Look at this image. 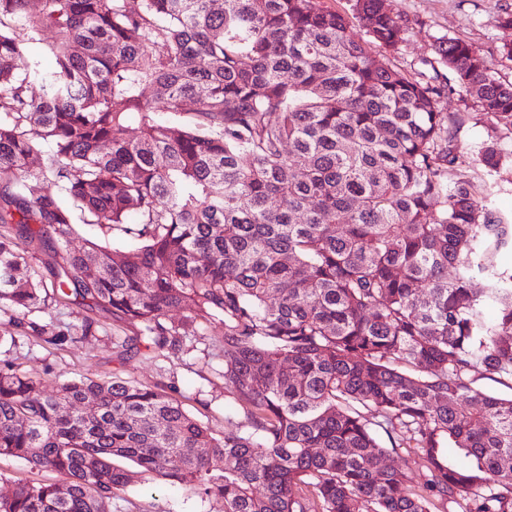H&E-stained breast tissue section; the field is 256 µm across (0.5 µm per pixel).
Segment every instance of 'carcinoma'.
Listing matches in <instances>:
<instances>
[{"label": "carcinoma", "instance_id": "cac0c4a2", "mask_svg": "<svg viewBox=\"0 0 512 512\" xmlns=\"http://www.w3.org/2000/svg\"><path fill=\"white\" fill-rule=\"evenodd\" d=\"M351 10L0 0V224L56 255L78 210L137 243L65 247L48 284L0 233V308L20 323L50 300L110 311L135 329L112 337L120 363L180 362L188 332L168 313H220L224 392L242 409L218 438L165 384L114 370L47 396L6 362L0 459L67 493L21 482L0 512H112L138 481L185 485L216 512H512V397L477 386L512 380V274L493 262L512 219L487 205L512 184V82L454 37L422 61L432 73L403 69L402 17L386 0ZM454 93L478 111H443ZM189 103L187 122L161 118ZM469 121L484 128L470 157Z\"/></svg>", "mask_w": 512, "mask_h": 512}]
</instances>
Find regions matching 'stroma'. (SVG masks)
<instances>
[{
    "label": "stroma",
    "mask_w": 512,
    "mask_h": 512,
    "mask_svg": "<svg viewBox=\"0 0 512 512\" xmlns=\"http://www.w3.org/2000/svg\"><path fill=\"white\" fill-rule=\"evenodd\" d=\"M394 13L407 21L406 41L396 56L407 70L420 69L421 61L433 57L436 39L459 37L477 46L494 64L503 79L512 81V61L502 56V45L512 41V29L500 27V14L512 11V0H388ZM96 242L108 249L126 248L130 240L108 224H87L76 219L68 247L83 248ZM83 307L56 303L29 314L28 327H21L9 309H0V360L12 361L37 377L44 393H52L61 376L99 378L120 370L124 377L143 384L157 382L172 386L185 408L214 433L223 434L237 421L239 407L224 394L222 345L224 324L215 315L197 320L198 336L183 362L174 365L163 357L136 355L118 363L112 339L132 335L133 330L113 321L111 312L94 314L93 336L80 338ZM51 323L70 329L76 340L62 348L44 343L31 331L32 325ZM112 512H212L203 501L178 485L135 486L112 503Z\"/></svg>",
    "instance_id": "35a3bbf8"
}]
</instances>
